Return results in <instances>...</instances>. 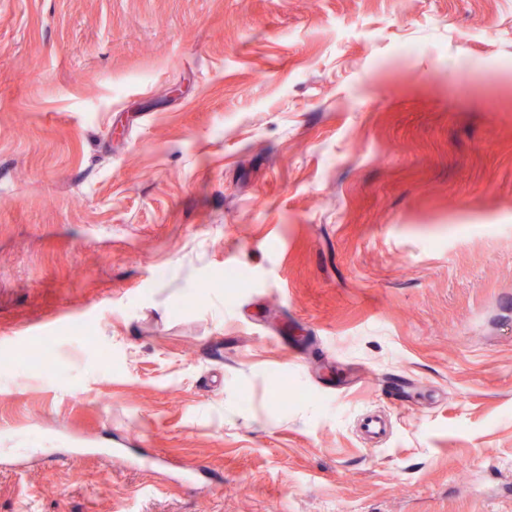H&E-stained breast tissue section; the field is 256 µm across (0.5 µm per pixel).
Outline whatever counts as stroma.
Masks as SVG:
<instances>
[{
	"label": "stroma",
	"instance_id": "1",
	"mask_svg": "<svg viewBox=\"0 0 512 512\" xmlns=\"http://www.w3.org/2000/svg\"><path fill=\"white\" fill-rule=\"evenodd\" d=\"M502 70L512 0H0V512H512ZM359 428L365 440L377 442L387 433L388 421L381 415L372 413L363 417Z\"/></svg>",
	"mask_w": 512,
	"mask_h": 512
}]
</instances>
